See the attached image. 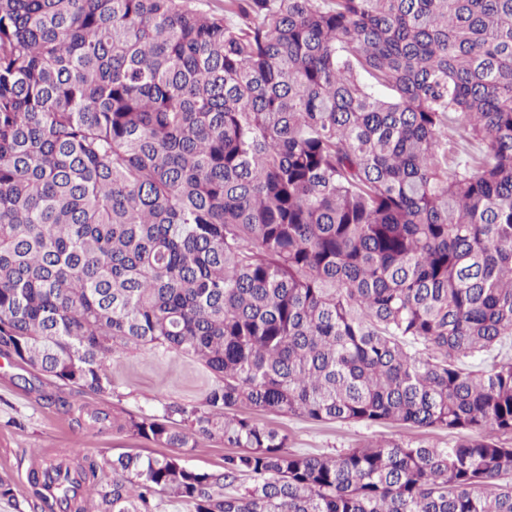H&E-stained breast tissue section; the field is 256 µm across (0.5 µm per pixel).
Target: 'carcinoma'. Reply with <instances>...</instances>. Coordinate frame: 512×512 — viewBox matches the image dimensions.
<instances>
[{
  "mask_svg": "<svg viewBox=\"0 0 512 512\" xmlns=\"http://www.w3.org/2000/svg\"><path fill=\"white\" fill-rule=\"evenodd\" d=\"M148 346L203 402L75 421L177 452L34 467L29 512H512V0H0V357L110 397ZM246 415L261 424L278 428L281 433L288 436V450L305 454L336 453V451L354 448L362 442L381 437L441 445L455 440L444 430L422 431L399 424L314 422L249 410L246 411ZM233 451L225 448L222 442L207 438H199L196 447L186 454V462L194 468L215 472L221 470L224 454Z\"/></svg>",
  "mask_w": 512,
  "mask_h": 512,
  "instance_id": "cac0c4a2",
  "label": "carcinoma"
}]
</instances>
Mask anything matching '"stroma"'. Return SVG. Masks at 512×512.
<instances>
[{"label": "stroma", "mask_w": 512, "mask_h": 512, "mask_svg": "<svg viewBox=\"0 0 512 512\" xmlns=\"http://www.w3.org/2000/svg\"><path fill=\"white\" fill-rule=\"evenodd\" d=\"M109 368L114 397L83 393L73 395V402L149 419L161 415L167 403H201L212 382L195 362L149 347L117 354ZM27 376L23 365L0 358V478L9 479L15 493L14 500L0 498V512H19L18 502L31 492L29 471L45 461L79 454L104 465L124 453L161 455L160 447L109 427L78 428L71 414L39 400ZM252 417L286 434L289 451L305 454L333 453L381 437L441 445L452 440L444 430L422 431L399 424L314 422L263 411L253 412Z\"/></svg>", "instance_id": "1"}]
</instances>
